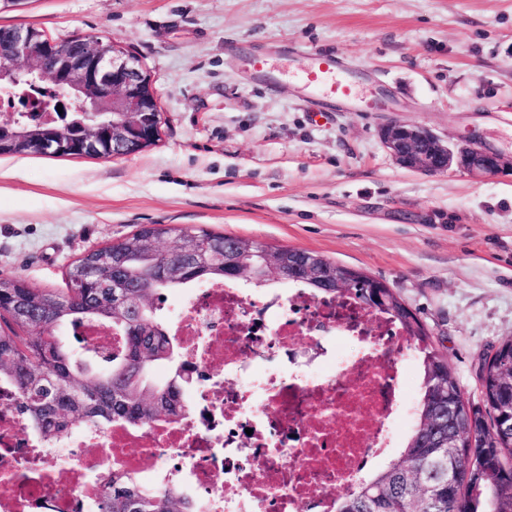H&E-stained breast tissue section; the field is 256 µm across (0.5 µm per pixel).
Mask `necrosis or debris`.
Masks as SVG:
<instances>
[{"label": "necrosis or debris", "mask_w": 512, "mask_h": 512, "mask_svg": "<svg viewBox=\"0 0 512 512\" xmlns=\"http://www.w3.org/2000/svg\"><path fill=\"white\" fill-rule=\"evenodd\" d=\"M166 303L185 377L178 415L49 445L0 379V512H95L96 477L114 465L188 495L195 512H336L316 487L353 489L395 448L409 415L398 359L413 346L388 315L221 281Z\"/></svg>", "instance_id": "1"}]
</instances>
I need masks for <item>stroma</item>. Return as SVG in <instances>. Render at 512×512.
Instances as JSON below:
<instances>
[{"label":"stroma","instance_id":"obj_1","mask_svg":"<svg viewBox=\"0 0 512 512\" xmlns=\"http://www.w3.org/2000/svg\"><path fill=\"white\" fill-rule=\"evenodd\" d=\"M0 25L120 42L158 97L156 145L0 157V273L65 288L87 250L175 224L315 252L394 288L458 385L512 336V176L400 167L394 120L512 155V0H28ZM360 70L320 114L300 60Z\"/></svg>","mask_w":512,"mask_h":512}]
</instances>
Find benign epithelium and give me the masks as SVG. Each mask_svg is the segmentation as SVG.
Returning a JSON list of instances; mask_svg holds the SVG:
<instances>
[{
	"label": "benign epithelium",
	"instance_id": "7a95c632",
	"mask_svg": "<svg viewBox=\"0 0 512 512\" xmlns=\"http://www.w3.org/2000/svg\"><path fill=\"white\" fill-rule=\"evenodd\" d=\"M54 84L70 90L44 101L37 123L50 133L60 151L84 152L99 146L100 112H110L117 119L109 125L111 156L133 155L132 141L142 143L161 129V113L155 91L141 60L115 41H104L84 34L74 49L64 51L60 43L30 26H16L0 35V96L11 102L23 101L29 88ZM85 117L79 131L71 138L61 135L57 106ZM380 137L396 163L424 174H441L452 168L482 178L512 173V158L487 149L472 140L450 143L427 127L395 121L380 131ZM258 255L260 269L266 276L289 280L288 268L273 261L269 251H248L238 257L224 258V264L251 268Z\"/></svg>",
	"mask_w": 512,
	"mask_h": 512
}]
</instances>
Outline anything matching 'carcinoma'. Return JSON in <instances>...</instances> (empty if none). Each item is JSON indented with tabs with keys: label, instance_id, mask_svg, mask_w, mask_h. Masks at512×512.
Wrapping results in <instances>:
<instances>
[{
	"label": "carcinoma",
	"instance_id": "cac0c4a2",
	"mask_svg": "<svg viewBox=\"0 0 512 512\" xmlns=\"http://www.w3.org/2000/svg\"><path fill=\"white\" fill-rule=\"evenodd\" d=\"M0 138L33 142L42 136L26 117ZM238 244L254 241L204 228L144 224L129 237L86 251L67 270L63 292L30 288L19 276L0 274V377L13 383L21 411L44 441H57L78 422L147 428L162 415L177 414L181 371L174 370L164 384L148 383L152 368L175 357L157 301L195 282H239L222 260L224 247ZM266 248L286 261L291 276L303 272L306 251ZM319 262L330 283L295 284L315 297H352L394 318L422 354L424 372L416 422L400 458L336 497V512H512V337L484 359L480 401L474 403L417 314L393 289L322 256ZM170 267L179 270L177 277ZM338 276L347 287L333 284ZM114 280L124 285L121 306L112 301ZM83 321L120 334L122 354L98 356L99 367L77 360L60 332ZM98 483L97 512H194L181 494L147 486L118 468L101 471Z\"/></svg>",
	"mask_w": 512,
	"mask_h": 512
}]
</instances>
